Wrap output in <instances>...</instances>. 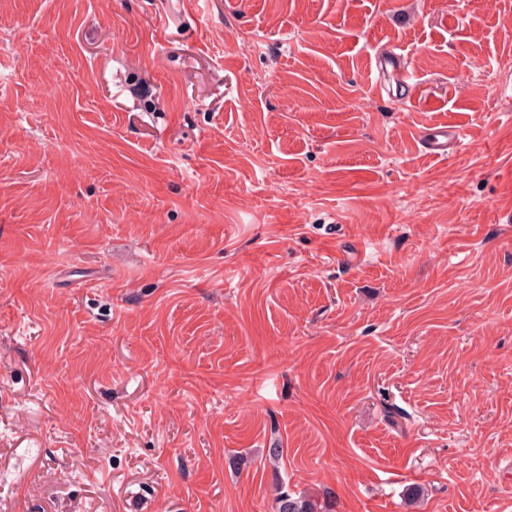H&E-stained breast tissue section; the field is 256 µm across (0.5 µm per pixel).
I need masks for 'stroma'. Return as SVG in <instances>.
Segmentation results:
<instances>
[{"label": "stroma", "instance_id": "stroma-1", "mask_svg": "<svg viewBox=\"0 0 512 512\" xmlns=\"http://www.w3.org/2000/svg\"><path fill=\"white\" fill-rule=\"evenodd\" d=\"M510 210L512 0H0V512H512ZM417 143L424 154L434 157H448L464 145L463 135L456 126L435 125L423 131ZM276 512H327L326 505L316 503L304 496L294 497L288 491H280L276 497Z\"/></svg>", "mask_w": 512, "mask_h": 512}]
</instances>
